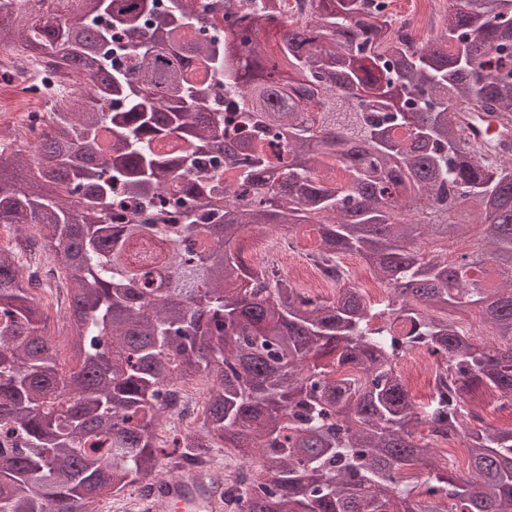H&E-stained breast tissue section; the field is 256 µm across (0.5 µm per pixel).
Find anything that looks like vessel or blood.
<instances>
[{"label": "vessel or blood", "instance_id": "vessel-or-blood-1", "mask_svg": "<svg viewBox=\"0 0 512 512\" xmlns=\"http://www.w3.org/2000/svg\"><path fill=\"white\" fill-rule=\"evenodd\" d=\"M461 121L474 147L491 148L499 130L495 117L483 112H465ZM157 496L166 504L168 512H221L224 506L223 487L204 476L165 478L157 486Z\"/></svg>", "mask_w": 512, "mask_h": 512}]
</instances>
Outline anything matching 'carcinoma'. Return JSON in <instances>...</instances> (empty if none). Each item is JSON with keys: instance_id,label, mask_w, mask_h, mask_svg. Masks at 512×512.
I'll return each instance as SVG.
<instances>
[{"instance_id": "cac0c4a2", "label": "carcinoma", "mask_w": 512, "mask_h": 512, "mask_svg": "<svg viewBox=\"0 0 512 512\" xmlns=\"http://www.w3.org/2000/svg\"><path fill=\"white\" fill-rule=\"evenodd\" d=\"M158 2L33 21L0 0V43L81 83L37 146L0 138V512H92L168 448L258 464L240 512H512V428L471 426L478 396L512 405V155L458 121H512V0H455L421 44L388 35L386 0ZM304 224L318 266L356 255L387 300L245 262L241 233ZM473 224L471 249L424 248ZM33 234L70 295L68 370L18 264ZM475 309L480 342L453 316ZM416 347L423 405L397 366ZM196 376L198 425L159 439ZM460 434L464 476L431 445ZM462 125L468 139L474 147L488 149L492 147L493 136L498 132V121L485 112H462Z\"/></svg>"}]
</instances>
